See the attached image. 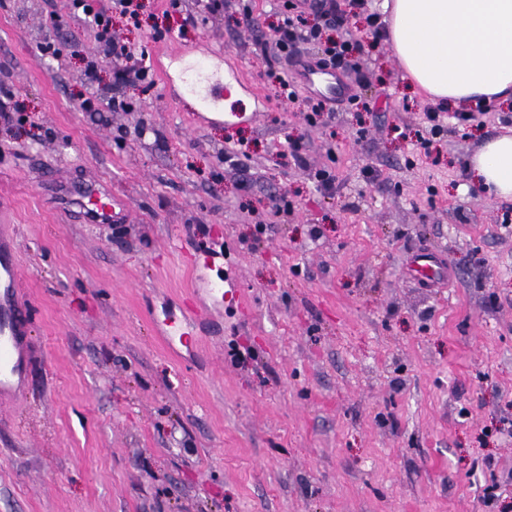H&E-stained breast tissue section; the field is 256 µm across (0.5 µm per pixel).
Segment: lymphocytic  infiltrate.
I'll return each instance as SVG.
<instances>
[{
  "mask_svg": "<svg viewBox=\"0 0 512 512\" xmlns=\"http://www.w3.org/2000/svg\"><path fill=\"white\" fill-rule=\"evenodd\" d=\"M69 7L72 12L82 13L94 29L105 56L111 57L114 85L134 86L148 79L149 68L144 57L135 56L112 29L113 13L138 19L139 0H112L108 8L98 6L97 0H70ZM278 13L280 20L273 36L254 44L256 55L272 71L281 64L290 65L306 57L311 64L344 75L359 72L364 36L376 41L385 29L379 14L368 10L366 0H350L346 11L339 0H281ZM352 13L362 19L363 34L347 29L348 16Z\"/></svg>",
  "mask_w": 512,
  "mask_h": 512,
  "instance_id": "f902f5d3",
  "label": "lymphocytic infiltrate"
}]
</instances>
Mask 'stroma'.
Returning <instances> with one entry per match:
<instances>
[{"label":"stroma","mask_w":512,"mask_h":512,"mask_svg":"<svg viewBox=\"0 0 512 512\" xmlns=\"http://www.w3.org/2000/svg\"><path fill=\"white\" fill-rule=\"evenodd\" d=\"M141 2L138 23L112 22L148 62L227 50L256 89L243 111L267 108L213 124L162 82L113 90L106 61L87 87L96 42L68 0H0V91L19 107L0 121V225L32 351L0 405V512H487L494 479L512 502V200L464 186L512 124L448 118L421 145L430 100L383 41L360 59L371 111L310 128L253 52L277 0H252L248 26L190 27ZM93 91L133 109L84 111ZM300 134L335 195L291 160ZM93 185L128 199L127 223H85ZM180 239L217 282L235 248L222 300L189 291ZM418 254L443 276L423 283ZM173 318L193 343L167 338Z\"/></svg>","instance_id":"1"}]
</instances>
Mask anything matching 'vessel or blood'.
I'll return each instance as SVG.
<instances>
[{"label":"vessel or blood","instance_id":"obj_1","mask_svg":"<svg viewBox=\"0 0 512 512\" xmlns=\"http://www.w3.org/2000/svg\"><path fill=\"white\" fill-rule=\"evenodd\" d=\"M172 69L167 87H179L198 104L202 114L224 121L256 120L257 112L227 109L226 103L248 82L232 64L228 53L205 51L195 54L177 51L169 54ZM303 81L314 92L329 98L346 96L344 80L334 71L313 68L304 71ZM90 203L84 211L89 224H123L128 217L125 199L106 190L89 192ZM19 267L13 251L0 250V399L9 401L25 388L31 367V352L26 339V304L20 294Z\"/></svg>","mask_w":512,"mask_h":512}]
</instances>
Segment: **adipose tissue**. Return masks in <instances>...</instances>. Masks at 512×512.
<instances>
[{
  "label": "adipose tissue",
  "instance_id": "obj_1",
  "mask_svg": "<svg viewBox=\"0 0 512 512\" xmlns=\"http://www.w3.org/2000/svg\"><path fill=\"white\" fill-rule=\"evenodd\" d=\"M393 56L422 91L454 107L512 94V0H392ZM474 182L512 199V134L469 161Z\"/></svg>",
  "mask_w": 512,
  "mask_h": 512
}]
</instances>
